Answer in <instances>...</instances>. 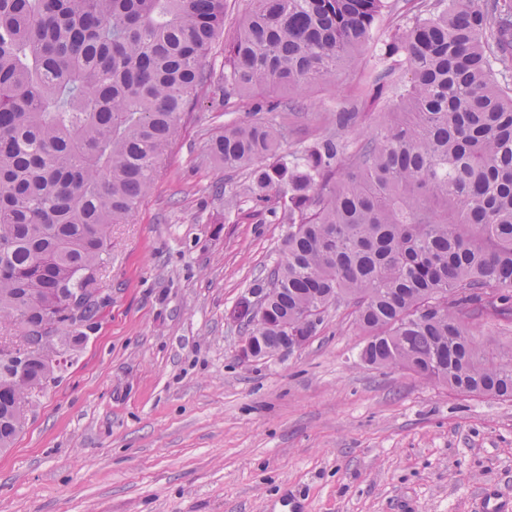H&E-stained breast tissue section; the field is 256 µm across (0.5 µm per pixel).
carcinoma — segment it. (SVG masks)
<instances>
[{
	"mask_svg": "<svg viewBox=\"0 0 512 512\" xmlns=\"http://www.w3.org/2000/svg\"><path fill=\"white\" fill-rule=\"evenodd\" d=\"M224 42V99L302 96L355 67L398 0H248ZM419 0L388 51L409 75L371 76L381 119L280 156V104L212 136L208 153L254 172L252 199L284 210L280 258L250 294L270 316L259 351L315 336L330 302L354 307L359 356L469 396L512 401V348L494 362L469 326L512 324V0ZM225 0H0V322L38 332L42 308L100 288L112 225L132 221L190 104L211 81ZM356 108L334 113L350 128ZM0 361V450L16 437Z\"/></svg>",
	"mask_w": 512,
	"mask_h": 512,
	"instance_id": "obj_1",
	"label": "carcinoma"
}]
</instances>
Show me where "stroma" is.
Returning <instances> with one entry per match:
<instances>
[{
	"instance_id": "obj_1",
	"label": "stroma",
	"mask_w": 512,
	"mask_h": 512,
	"mask_svg": "<svg viewBox=\"0 0 512 512\" xmlns=\"http://www.w3.org/2000/svg\"><path fill=\"white\" fill-rule=\"evenodd\" d=\"M400 8L335 83L276 93L283 152L367 99L390 28L414 14ZM249 108L208 84L132 222L113 225L99 323L29 395L0 452V512H512V402L363 364L352 305L302 349L240 359L230 313L288 232L253 202L251 166L206 153Z\"/></svg>"
}]
</instances>
